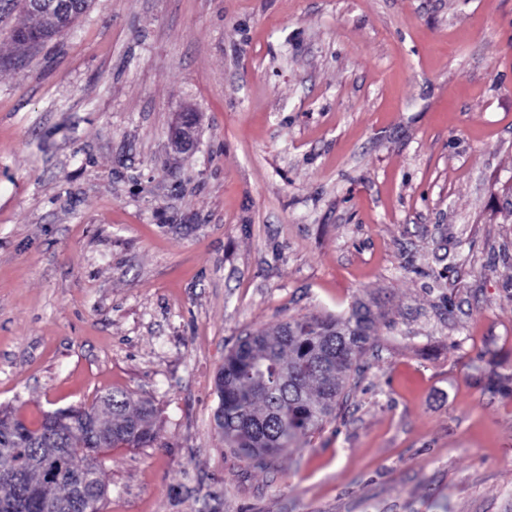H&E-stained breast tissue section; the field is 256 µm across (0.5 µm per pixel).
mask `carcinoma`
<instances>
[{"instance_id": "obj_1", "label": "carcinoma", "mask_w": 512, "mask_h": 512, "mask_svg": "<svg viewBox=\"0 0 512 512\" xmlns=\"http://www.w3.org/2000/svg\"><path fill=\"white\" fill-rule=\"evenodd\" d=\"M19 3L29 21L13 30L12 42L26 49L69 27L91 0H66L63 15L37 12L27 0H0V12ZM374 323L371 309L360 305L346 318H290L272 333L258 330L241 339L225 356L216 377L215 426L224 446L246 461L260 463L319 430L335 416L359 359L372 347ZM11 415L23 428L33 427L36 438L32 444L19 442L21 452L39 458L46 446L72 449L55 463L63 473L59 479L44 481L40 466L26 475V481L42 486L49 499L63 504L62 512H72L67 475L104 479L103 467L76 451L84 442L86 426L115 434L132 421L135 447H147L157 440L153 405L125 390L99 396L81 416L57 409L33 423L14 411Z\"/></svg>"}]
</instances>
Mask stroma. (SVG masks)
Returning a JSON list of instances; mask_svg holds the SVG:
<instances>
[{
  "label": "stroma",
  "mask_w": 512,
  "mask_h": 512,
  "mask_svg": "<svg viewBox=\"0 0 512 512\" xmlns=\"http://www.w3.org/2000/svg\"><path fill=\"white\" fill-rule=\"evenodd\" d=\"M23 19L0 406L153 402L104 512H512V0H94L20 51ZM361 302L335 418L261 466L225 448V355Z\"/></svg>",
  "instance_id": "stroma-1"
}]
</instances>
